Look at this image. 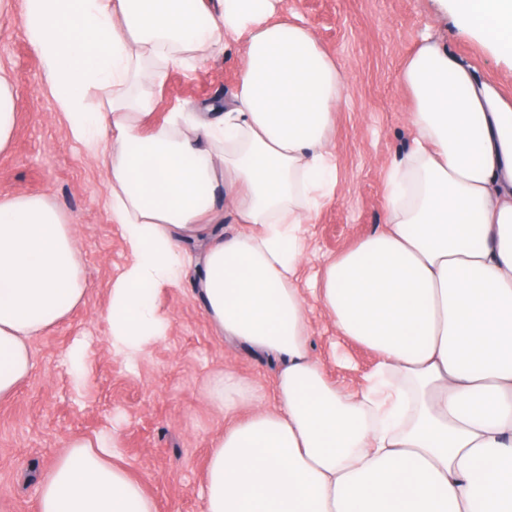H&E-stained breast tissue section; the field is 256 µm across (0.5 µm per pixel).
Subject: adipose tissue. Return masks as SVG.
<instances>
[{
	"mask_svg": "<svg viewBox=\"0 0 512 512\" xmlns=\"http://www.w3.org/2000/svg\"><path fill=\"white\" fill-rule=\"evenodd\" d=\"M512 55V0H453ZM279 0H22L26 37L72 141L104 168L131 261L109 290L114 356L165 341L155 292L196 287L218 336L275 354L271 400L235 372L203 512H512V102L427 40L401 80L411 147L388 174L382 229L297 286L301 226L336 188L328 145L344 77ZM241 45L230 108L145 122L173 66ZM226 207H219L218 198ZM241 224L221 231L225 213ZM73 226L47 197H0V402L35 365L32 342L86 295ZM377 355L344 393L310 351V305ZM117 439L74 438L37 512H157L117 464Z\"/></svg>",
	"mask_w": 512,
	"mask_h": 512,
	"instance_id": "ef3b65f1",
	"label": "adipose tissue"
}]
</instances>
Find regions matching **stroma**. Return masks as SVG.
<instances>
[{
	"label": "stroma",
	"instance_id": "35a3bbf8",
	"mask_svg": "<svg viewBox=\"0 0 512 512\" xmlns=\"http://www.w3.org/2000/svg\"><path fill=\"white\" fill-rule=\"evenodd\" d=\"M281 15L299 18L345 79L331 150L337 187L302 231L307 254L298 285L311 287L325 259L382 227L388 172L407 151L412 98L400 74L424 35L470 66L475 78L512 100V57L463 28L452 0H281ZM0 68L10 73L19 118L10 149L0 154V196L41 195L74 227L88 289L83 304L33 341L36 366L9 401L0 403V512H36L43 475L68 438L118 434L121 463L142 480L159 512H202L201 490L210 447L224 427L210 393L232 370L270 396L272 356L219 338L193 288L188 266L179 287L159 289L155 304L169 320L167 338L132 364L108 343L109 288L130 257L112 224L102 167L70 140L43 82L39 57L23 27L22 5L0 11ZM242 57L227 42L194 68H172L156 90L152 122L169 112H204L230 105ZM312 350L328 378L346 392L359 389L377 359L337 335L321 309L311 313ZM85 343L83 370L68 353Z\"/></svg>",
	"mask_w": 512,
	"mask_h": 512
}]
</instances>
